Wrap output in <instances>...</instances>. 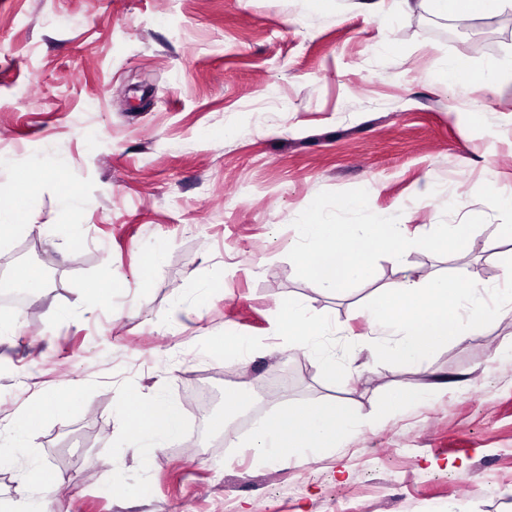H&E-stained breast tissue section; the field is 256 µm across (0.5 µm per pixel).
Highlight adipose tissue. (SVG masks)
<instances>
[{"mask_svg": "<svg viewBox=\"0 0 512 512\" xmlns=\"http://www.w3.org/2000/svg\"><path fill=\"white\" fill-rule=\"evenodd\" d=\"M479 284L469 274L454 278L433 277L426 286L406 279L389 286L376 305L374 317L395 335L392 352L401 360L415 363L424 356L428 343L448 336H469L486 321L512 315L511 305L489 306L479 298ZM461 297L467 304V318L458 322L448 315L449 297ZM414 321L415 331H404L405 321ZM351 415L340 407L295 416L283 413L260 420L256 425V448L271 462L281 460L297 448H331L351 426Z\"/></svg>", "mask_w": 512, "mask_h": 512, "instance_id": "adipose-tissue-1", "label": "adipose tissue"}]
</instances>
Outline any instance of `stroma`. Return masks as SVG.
<instances>
[{
	"label": "stroma",
	"mask_w": 512,
	"mask_h": 512,
	"mask_svg": "<svg viewBox=\"0 0 512 512\" xmlns=\"http://www.w3.org/2000/svg\"><path fill=\"white\" fill-rule=\"evenodd\" d=\"M448 58L509 68L493 91L431 84ZM0 158L25 226L0 277L41 283L26 310L0 303V512L30 470L31 502L58 484L55 512H512V316L415 365L369 316L406 276L512 291V10L463 26L398 0H0ZM355 188L409 238L487 221L344 292L300 279L294 219ZM294 299L322 328L311 356L277 331ZM231 337L251 346L237 362ZM201 379L218 401L194 442ZM333 404L356 421L333 450L251 448L254 417ZM159 409L177 434L155 453L133 417Z\"/></svg>",
	"instance_id": "35a3bbf8"
}]
</instances>
